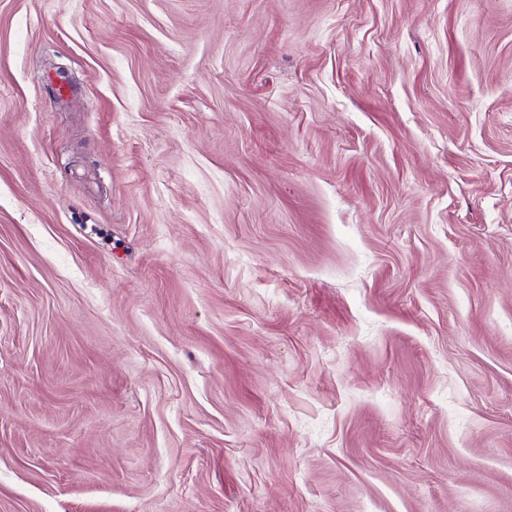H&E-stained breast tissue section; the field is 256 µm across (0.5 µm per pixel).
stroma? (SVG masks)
I'll list each match as a JSON object with an SVG mask.
<instances>
[{"instance_id":"1","label":"stroma","mask_w":512,"mask_h":512,"mask_svg":"<svg viewBox=\"0 0 512 512\" xmlns=\"http://www.w3.org/2000/svg\"><path fill=\"white\" fill-rule=\"evenodd\" d=\"M0 512H512V0H0Z\"/></svg>"}]
</instances>
